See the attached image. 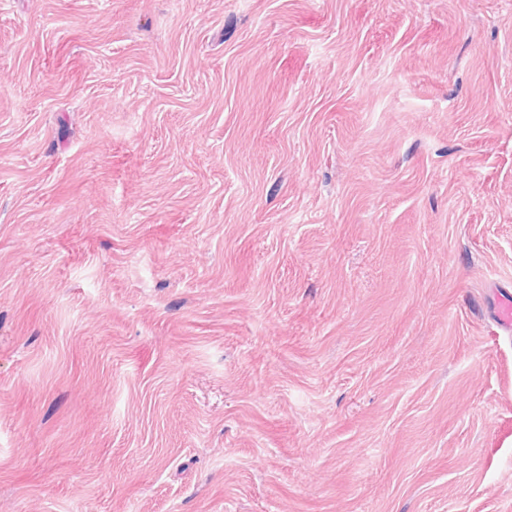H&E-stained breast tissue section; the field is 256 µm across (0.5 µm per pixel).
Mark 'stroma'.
Masks as SVG:
<instances>
[{
	"mask_svg": "<svg viewBox=\"0 0 512 512\" xmlns=\"http://www.w3.org/2000/svg\"><path fill=\"white\" fill-rule=\"evenodd\" d=\"M512 0H0V512H512Z\"/></svg>",
	"mask_w": 512,
	"mask_h": 512,
	"instance_id": "35a3bbf8",
	"label": "stroma"
}]
</instances>
